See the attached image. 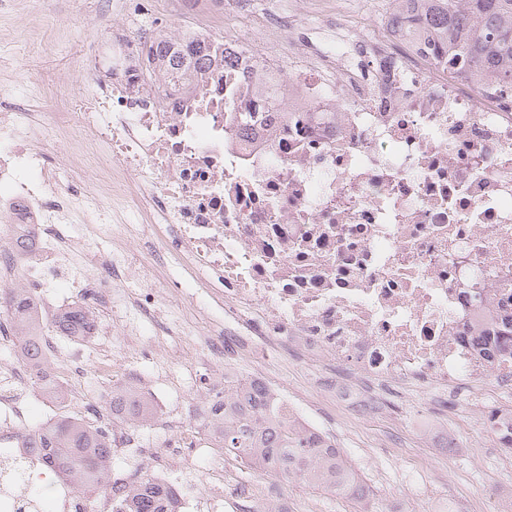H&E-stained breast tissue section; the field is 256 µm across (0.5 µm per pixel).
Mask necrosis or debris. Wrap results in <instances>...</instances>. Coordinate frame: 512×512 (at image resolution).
<instances>
[{"instance_id":"necrosis-or-debris-1","label":"necrosis or debris","mask_w":512,"mask_h":512,"mask_svg":"<svg viewBox=\"0 0 512 512\" xmlns=\"http://www.w3.org/2000/svg\"><path fill=\"white\" fill-rule=\"evenodd\" d=\"M301 2L224 37L287 63L276 125L248 133L239 123L240 113L269 109L262 75L245 82L225 69L220 92L207 77L148 75L142 60L156 32L136 18L150 0L125 16L108 67L84 74L93 97L74 115L77 137L43 112L0 113V280L22 277L37 317L63 283L118 298L125 326L151 319L156 302L180 289L154 275L125 289L135 267L124 253L106 260L89 249L102 234L148 241L155 265L181 266L224 307L223 333L174 325L151 344L162 359L191 348L202 367L223 366L204 401L159 416L153 448L113 420L119 475L98 493L64 491L57 512H116L145 471L176 491L185 512H222L230 502L238 512H288L263 481L245 479V456L234 459L241 479L225 481L227 454L201 443L195 424L208 400L240 384L226 363L246 337L259 363L252 386L296 422L305 397L263 365L275 347L315 368L319 394L331 399L340 385L353 402L382 388L444 395L466 383L483 410L486 384L512 392V357L495 350L502 323H512V94L492 70L449 73L441 40L397 2L364 39L337 14L330 47L306 25L318 0ZM299 112L311 120L295 122ZM55 142L82 164L80 191L47 162ZM130 183L145 213L133 229L112 221ZM84 357L76 341L54 358L65 406L77 403L71 379ZM0 373V512H43L28 492L41 461L15 446L33 431L16 387L35 367L11 358ZM133 448L142 469L124 465Z\"/></svg>"}]
</instances>
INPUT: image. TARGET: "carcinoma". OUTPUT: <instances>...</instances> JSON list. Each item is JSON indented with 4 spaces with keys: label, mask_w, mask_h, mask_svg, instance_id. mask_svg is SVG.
<instances>
[{
    "label": "carcinoma",
    "mask_w": 512,
    "mask_h": 512,
    "mask_svg": "<svg viewBox=\"0 0 512 512\" xmlns=\"http://www.w3.org/2000/svg\"><path fill=\"white\" fill-rule=\"evenodd\" d=\"M426 3L433 21L445 25L448 36V69L458 62L478 66L501 61L504 84L512 85V0H407ZM147 67L180 78L188 72L216 73L224 64L239 62L237 50L220 42L198 39L184 51L160 34L148 47ZM0 315L15 330L20 356L40 365L39 386L52 388L44 337L36 335L40 323L30 312L25 288L0 291ZM95 325L91 309L74 306L53 320L58 336L83 338ZM110 416L124 420L148 421L156 408L135 385L112 392ZM207 436L224 451L246 449L252 467L285 481L298 478L302 483L363 505L362 512H373L371 497L359 480L344 451L327 437L315 436L291 421L279 417L261 394L249 392L213 404L208 411ZM22 447L41 458L50 472L79 487H105L112 476L110 435L100 426L83 419L57 415L24 440ZM120 512H177V500L168 487L143 477L124 499Z\"/></svg>",
    "instance_id": "carcinoma-1"
}]
</instances>
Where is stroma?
Returning a JSON list of instances; mask_svg holds the SVG:
<instances>
[{"label": "stroma", "mask_w": 512, "mask_h": 512, "mask_svg": "<svg viewBox=\"0 0 512 512\" xmlns=\"http://www.w3.org/2000/svg\"><path fill=\"white\" fill-rule=\"evenodd\" d=\"M119 6V0H45L43 11L37 13L29 0H9L1 7L0 42L16 53L12 71L0 75V113L24 102L38 112L79 111L90 96L82 72L93 66L100 40L118 28ZM170 298L175 302L174 317L189 330L223 329V311L209 304L203 290L174 292ZM97 357L96 348H88L84 373L77 379L84 388L83 403L68 409V416L91 419L93 411L103 410L113 390L111 381L99 380L94 372ZM122 379L154 390V403L162 411L192 398L206 382L207 372L187 361L169 363L131 351L122 365ZM278 379L310 395L309 420L343 449L373 489L379 512H405L407 483L421 493L449 495L456 512H471L482 497L512 499V467L500 462L504 447L461 404L432 416L437 435L449 433L455 439L452 459L444 467L419 434L420 404L395 398L375 412L356 413L342 403L332 406L315 400L312 375L295 363H286Z\"/></svg>", "instance_id": "1"}]
</instances>
